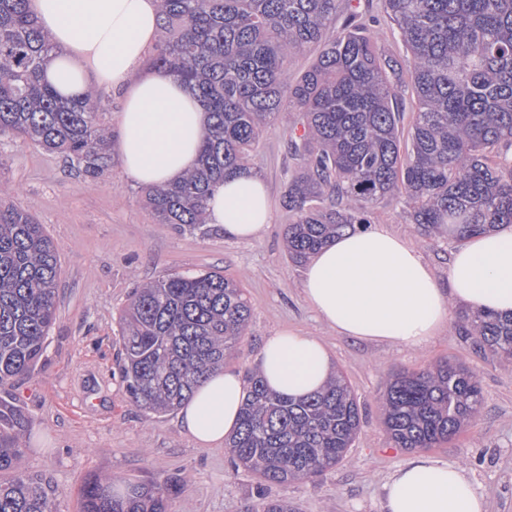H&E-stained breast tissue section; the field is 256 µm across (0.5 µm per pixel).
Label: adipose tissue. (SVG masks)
<instances>
[{
  "instance_id": "adipose-tissue-1",
  "label": "adipose tissue",
  "mask_w": 512,
  "mask_h": 512,
  "mask_svg": "<svg viewBox=\"0 0 512 512\" xmlns=\"http://www.w3.org/2000/svg\"><path fill=\"white\" fill-rule=\"evenodd\" d=\"M39 26L62 50L47 70L67 96L91 85L119 93V151L124 173L144 186L177 182L193 168L207 133V113L183 81L142 72L159 27L158 0H30ZM209 223L226 238L255 239L272 206L264 181L242 173L217 186L207 201ZM303 293L323 322L357 340L418 346L449 322L453 304L512 315V224L465 238L448 259L440 286L420 252L384 226L369 224L331 238L312 254ZM258 367L274 391L305 397L332 371L318 337L279 330L266 337ZM248 396L241 375L207 376L184 405L180 423L193 442L223 445L238 427ZM384 512H485L478 487L455 464L420 454L384 486Z\"/></svg>"
}]
</instances>
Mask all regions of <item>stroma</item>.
Masks as SVG:
<instances>
[{"instance_id": "35a3bbf8", "label": "stroma", "mask_w": 512, "mask_h": 512, "mask_svg": "<svg viewBox=\"0 0 512 512\" xmlns=\"http://www.w3.org/2000/svg\"><path fill=\"white\" fill-rule=\"evenodd\" d=\"M376 16L386 51L406 50L383 12L381 0H341ZM288 129L275 121L256 144L251 170L267 184L273 218L252 241L225 239L215 225L183 230L161 224L143 206L138 185L120 158L98 183H88L61 155L18 138L0 140V182L13 202L30 212L58 248L61 276L56 321L35 369L0 391L29 418L23 470L38 474L55 493L58 512H79L82 484L96 473L123 481H161L189 471L193 482L171 503L172 512H246L260 496L285 497L300 512H383V485L410 457L389 438L378 406L391 373L419 371L443 359L465 363L476 374L483 403L463 432L432 458L460 464L484 493L487 512H512V360L481 354L457 333L462 306L451 323L419 347L361 343L325 325L302 295L303 265L285 248L292 220L284 208L285 182L294 163ZM401 205L383 200L370 221L416 247L440 284L448 282L451 236L428 239L400 217ZM218 271L241 282L251 319L228 368L255 369L266 336L293 328L319 337L350 383L364 423L346 459L307 481L259 486L233 470L225 447L202 448L181 431L177 413L154 415L134 406L119 371L118 314L139 285L166 275Z\"/></svg>"}]
</instances>
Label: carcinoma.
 Listing matches in <instances>:
<instances>
[{
  "mask_svg": "<svg viewBox=\"0 0 512 512\" xmlns=\"http://www.w3.org/2000/svg\"><path fill=\"white\" fill-rule=\"evenodd\" d=\"M151 65L178 76L209 115L194 168L170 185L143 187L160 224L195 230L225 179L248 170L267 121L289 129L295 169L285 187L288 256L301 263L336 235L368 224L370 208L403 200L412 224L460 239L512 224V0H382L406 55L382 49L353 9L336 24L337 0H159ZM320 48L295 77L288 59ZM54 47L30 0H0V139L21 137L58 153L89 182L112 166V128L102 92L63 99L46 78ZM411 93L415 111L404 112ZM0 187V386L31 372L56 319L61 265L44 225ZM251 308L219 271L169 275L135 290L119 313L121 377L140 409L175 411L238 353ZM479 349L512 359V317L477 314L459 325ZM239 427L227 448L234 469L267 484L307 480L341 463L362 426L346 379L306 398L249 377ZM398 448H433L476 417L482 391L461 363L441 361L393 376L380 398ZM23 410L0 403V512H57L53 492L19 467ZM94 475L80 512H169L191 476L125 484ZM256 512H298L286 497Z\"/></svg>",
  "mask_w": 512,
  "mask_h": 512,
  "instance_id": "cac0c4a2",
  "label": "carcinoma"
}]
</instances>
